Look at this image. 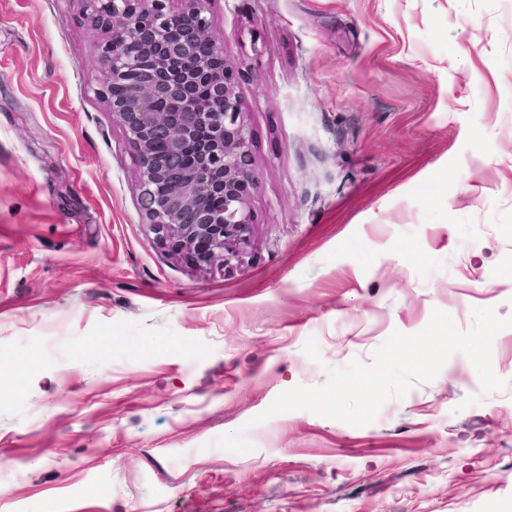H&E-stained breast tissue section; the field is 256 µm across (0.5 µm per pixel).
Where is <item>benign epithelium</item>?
Returning <instances> with one entry per match:
<instances>
[{
    "label": "benign epithelium",
    "instance_id": "7a95c632",
    "mask_svg": "<svg viewBox=\"0 0 512 512\" xmlns=\"http://www.w3.org/2000/svg\"><path fill=\"white\" fill-rule=\"evenodd\" d=\"M106 64L103 94L136 161L139 204L154 242L201 267L224 266L253 224L256 188L239 67L212 34L210 0H87ZM208 48L206 54L199 47ZM154 60L145 71L139 57ZM208 91L205 106L196 91ZM167 145L160 154L158 143ZM224 197V209L211 200Z\"/></svg>",
    "mask_w": 512,
    "mask_h": 512
}]
</instances>
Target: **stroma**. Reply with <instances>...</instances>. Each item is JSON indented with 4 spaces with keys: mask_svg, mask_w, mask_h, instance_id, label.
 I'll return each mask as SVG.
<instances>
[{
    "mask_svg": "<svg viewBox=\"0 0 512 512\" xmlns=\"http://www.w3.org/2000/svg\"><path fill=\"white\" fill-rule=\"evenodd\" d=\"M210 13L257 185L201 268L144 223L83 0H0V512H512V328L503 389L456 353L367 426L252 422L433 310L512 314V0Z\"/></svg>",
    "mask_w": 512,
    "mask_h": 512,
    "instance_id": "stroma-1",
    "label": "stroma"
}]
</instances>
